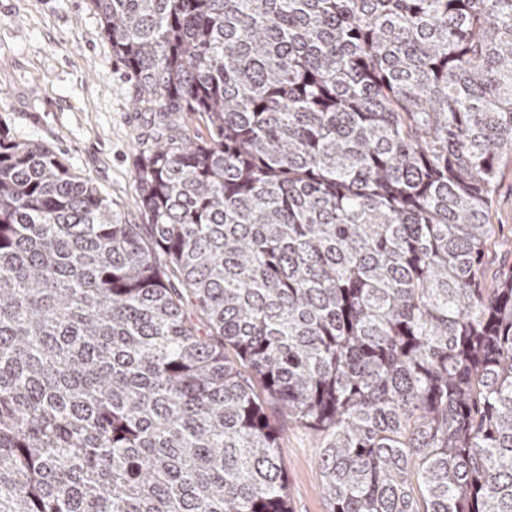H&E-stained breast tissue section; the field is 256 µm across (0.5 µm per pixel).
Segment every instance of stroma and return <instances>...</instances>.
Returning <instances> with one entry per match:
<instances>
[{"label":"stroma","instance_id":"1","mask_svg":"<svg viewBox=\"0 0 512 512\" xmlns=\"http://www.w3.org/2000/svg\"><path fill=\"white\" fill-rule=\"evenodd\" d=\"M130 86L91 0H0V119L16 137L64 157L127 223L139 224L133 162L148 127ZM491 220L504 227L487 259L493 273L512 265V160L502 167ZM319 446L315 431L293 425L280 440L292 512H328Z\"/></svg>","mask_w":512,"mask_h":512}]
</instances>
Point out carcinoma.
<instances>
[{
  "label": "carcinoma",
  "instance_id": "obj_1",
  "mask_svg": "<svg viewBox=\"0 0 512 512\" xmlns=\"http://www.w3.org/2000/svg\"><path fill=\"white\" fill-rule=\"evenodd\" d=\"M91 2L149 232L0 124V512H512V0ZM490 218L493 224H504L503 236L487 258L488 274L494 275L498 268L512 265V157L502 167ZM320 437L310 429L288 426L280 439V457L287 475L292 512H329L324 482L317 465Z\"/></svg>",
  "mask_w": 512,
  "mask_h": 512
}]
</instances>
